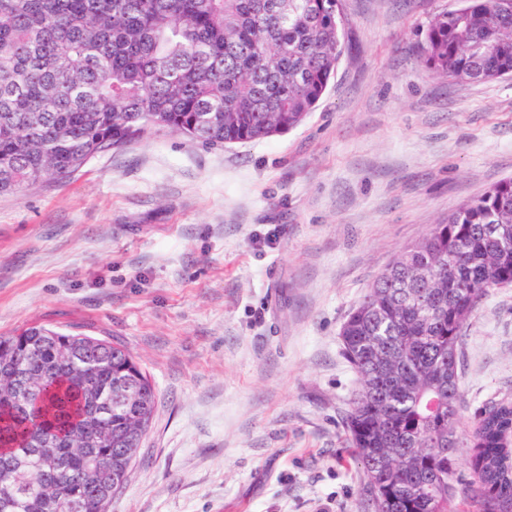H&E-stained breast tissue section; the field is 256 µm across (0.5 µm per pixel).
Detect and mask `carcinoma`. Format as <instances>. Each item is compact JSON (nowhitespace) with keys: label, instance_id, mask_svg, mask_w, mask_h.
I'll return each mask as SVG.
<instances>
[{"label":"carcinoma","instance_id":"carcinoma-1","mask_svg":"<svg viewBox=\"0 0 512 512\" xmlns=\"http://www.w3.org/2000/svg\"><path fill=\"white\" fill-rule=\"evenodd\" d=\"M342 0H0V194L66 178L152 127L205 146L267 139L314 110L344 52ZM422 63L448 82L512 75V0L428 22ZM512 179L467 201L380 273L340 329L365 394L343 419L370 512H451L460 461L475 512H512V399L458 434L460 335L512 286ZM31 326L0 336V512H107L130 430L156 389L122 348ZM33 386L18 398L13 365ZM137 390L138 406L116 392Z\"/></svg>","mask_w":512,"mask_h":512}]
</instances>
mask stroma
I'll return each mask as SVG.
<instances>
[{
    "label": "stroma",
    "mask_w": 512,
    "mask_h": 512,
    "mask_svg": "<svg viewBox=\"0 0 512 512\" xmlns=\"http://www.w3.org/2000/svg\"><path fill=\"white\" fill-rule=\"evenodd\" d=\"M458 0H343L316 109L265 140L154 128L78 173L0 195V336L41 325L123 346L157 391L109 512H362L340 328L448 212L512 178V76L420 61ZM460 433L512 397V286L462 332Z\"/></svg>",
    "instance_id": "1"
}]
</instances>
